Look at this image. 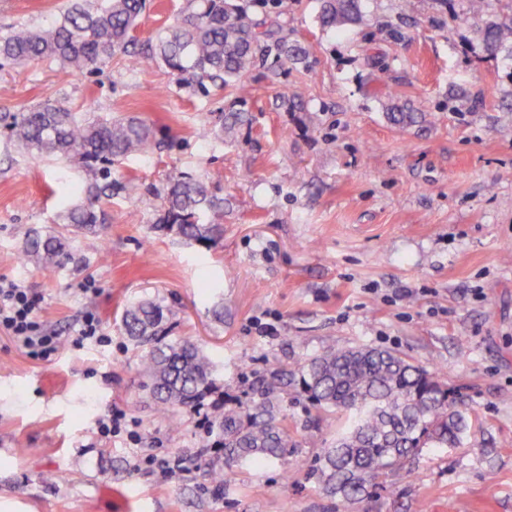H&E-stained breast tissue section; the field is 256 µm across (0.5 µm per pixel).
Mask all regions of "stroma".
I'll return each instance as SVG.
<instances>
[{"instance_id": "obj_1", "label": "stroma", "mask_w": 512, "mask_h": 512, "mask_svg": "<svg viewBox=\"0 0 512 512\" xmlns=\"http://www.w3.org/2000/svg\"><path fill=\"white\" fill-rule=\"evenodd\" d=\"M72 0H0V29L52 23ZM187 0H149L147 44ZM362 25L321 28L318 0L250 11L299 42L305 63L257 61L238 100L124 55L94 74L59 64L0 66V278L39 296L61 341L46 360L0 334V512H512V59L479 46L467 0H364ZM55 100L90 116H137L176 136L131 156L112 180L104 238L80 240L85 269L44 272L26 235L53 228L87 174L20 149L11 117ZM422 123L400 128L386 104ZM232 136L202 140L232 108ZM188 175L224 199V236L206 247L158 230L159 193ZM95 282L97 293L84 292ZM168 310L169 339L216 364L226 398L245 400L270 364L295 368L334 345L389 349L437 370L471 423L461 445L423 448L357 503L325 496L309 471L348 426L317 416L288 386L297 439L285 460L245 463L213 492L195 453L209 436L192 413L158 415L140 387L123 308ZM222 318H215V309ZM108 341L76 346L86 312ZM121 414L100 441L97 421ZM388 121L398 127H409L422 121V113L408 105L392 104L387 108Z\"/></svg>"}]
</instances>
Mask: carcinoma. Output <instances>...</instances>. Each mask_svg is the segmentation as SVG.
<instances>
[{
  "mask_svg": "<svg viewBox=\"0 0 512 512\" xmlns=\"http://www.w3.org/2000/svg\"><path fill=\"white\" fill-rule=\"evenodd\" d=\"M190 8L171 26L160 29L142 48L145 58L204 88L221 83L241 95L249 93L242 75L270 49L280 65L297 62L305 51L279 38L237 0H189ZM362 0H320L322 27L343 29L361 19ZM146 0H81L59 20L43 28L13 27L0 32V62H56L66 72L95 73L117 55H131L133 35ZM478 20L482 49L512 57V13L484 18L485 0H469ZM388 121L398 127L422 121L408 105L387 108ZM240 114L218 129L203 127V140L232 132ZM11 137L38 158L75 159L89 182L79 200L64 206L50 233L29 236L25 259L52 271L75 259L70 242L78 237L105 236L103 199L112 198V166L132 155H146L166 146L136 117L88 122L80 113L47 101L33 112L12 116ZM164 228L188 240L213 245L224 234V201L208 182L173 177L164 189ZM164 307L153 301L133 302L122 315L123 330L140 355L143 388L163 416L195 411L216 387L211 358L189 339L163 336ZM295 382L319 414L340 413L350 427L323 449L313 470L329 496L351 503L371 493L388 470L400 466L420 448L456 446L470 429L448 387L436 372L391 350L332 347L305 360L295 370L271 367L252 383L247 400L215 410L210 427L218 439L200 450L215 489L245 462L288 458L296 447L280 403Z\"/></svg>",
  "mask_w": 512,
  "mask_h": 512,
  "instance_id": "1",
  "label": "carcinoma"
}]
</instances>
